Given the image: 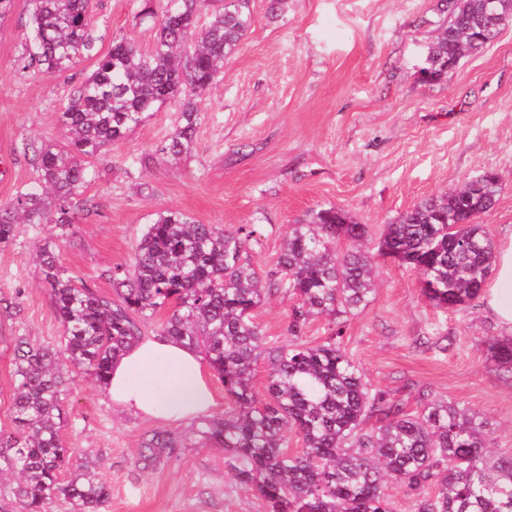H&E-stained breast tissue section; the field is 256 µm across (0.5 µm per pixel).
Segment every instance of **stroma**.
Here are the masks:
<instances>
[{"label": "stroma", "instance_id": "35a3bbf8", "mask_svg": "<svg viewBox=\"0 0 512 512\" xmlns=\"http://www.w3.org/2000/svg\"><path fill=\"white\" fill-rule=\"evenodd\" d=\"M137 0H96L100 52L113 37L141 46L155 32L136 25ZM30 0H14L0 21V206L35 185L37 171L20 146L61 141L59 115L72 81L95 69L80 59L61 73L16 69L31 31ZM439 0H287L271 17L252 0L251 24L205 94L202 120L187 154L162 155L180 104L167 100L95 162L79 204L94 212L58 241L59 265L99 293L108 274L131 266L145 224L161 210L190 212L227 230L250 225L248 256L269 270L287 225L335 207L371 227L365 247L378 270L372 301L344 320V345L365 381L388 391L408 414L422 394L467 405L486 420L493 446L512 455V372L488 350L507 332L482 299L448 309L423 293L419 270L378 256L386 224L417 202L484 172L499 174L494 207L479 217L486 235L512 234V24L441 79L421 76L427 45L447 20ZM155 154V164L133 167ZM44 224H21L0 247V430L13 428L12 357L18 338L57 347L65 334L35 254ZM291 296L275 294L258 310L269 343L288 341ZM61 437L89 449L112 485L101 512H268L263 496L239 485L223 449L195 440L196 421L166 423L114 407L104 386L68 368ZM158 431L187 440L173 457L148 459Z\"/></svg>", "mask_w": 512, "mask_h": 512}]
</instances>
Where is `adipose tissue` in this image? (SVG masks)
<instances>
[{
  "label": "adipose tissue",
  "instance_id": "adipose-tissue-1",
  "mask_svg": "<svg viewBox=\"0 0 512 512\" xmlns=\"http://www.w3.org/2000/svg\"><path fill=\"white\" fill-rule=\"evenodd\" d=\"M483 302L497 323L512 332V235L496 253ZM106 387L119 408L167 422L192 419L216 407L201 355L172 339L152 337L132 347L113 364Z\"/></svg>",
  "mask_w": 512,
  "mask_h": 512
}]
</instances>
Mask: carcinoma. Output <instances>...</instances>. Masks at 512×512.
I'll return each mask as SVG.
<instances>
[{"label": "carcinoma", "mask_w": 512, "mask_h": 512, "mask_svg": "<svg viewBox=\"0 0 512 512\" xmlns=\"http://www.w3.org/2000/svg\"><path fill=\"white\" fill-rule=\"evenodd\" d=\"M165 2L158 16L150 0H140L136 18L156 27L149 47L122 36L99 56L91 0H33V38L16 59L18 72L63 71L81 56L97 63L68 90L64 140L21 144L38 182L0 206L1 245L14 240L19 224L50 222L63 231L76 223V195L96 176L91 160L169 99L180 100V117L164 151L176 159L190 149L203 116L199 99L246 34L251 0H224L223 11L201 28L204 0ZM490 12L489 0H453L428 46L424 71L431 79L498 36L502 25ZM498 193V176L485 172L476 190L467 182L420 201L385 226L381 254L417 268L436 305L467 304L492 269L494 244L477 219ZM252 235L248 225L227 231L185 211H159L146 225L132 268L112 270L114 298L65 275L52 242L40 248L65 336L57 348L21 340L14 353V431H0V481L7 472L18 475L12 494L24 512H47L58 495L77 512H98L108 501L111 486L89 453L65 447L60 436L62 370L74 366L105 383L112 362L145 339L144 327L160 315L156 335L202 349L232 401L223 418L203 421L196 433L224 448L239 484L257 489L269 512H394L396 492L416 498L415 512H512V456L490 451L486 421L429 396L417 414L402 412L387 392L368 388L344 348L341 317L375 292L374 257L359 249L368 225L342 210L321 209L306 224L287 225L283 249L263 274L247 256ZM281 292L295 299L288 322L293 341L270 346L255 311ZM318 315L330 318L329 336L315 346L298 342ZM490 352L512 370L511 338L494 341ZM261 357L268 378L258 402L253 377ZM373 415L377 425L364 428ZM291 432L303 442L296 453L288 450ZM184 447L167 431L144 443L152 460ZM75 457L80 461L70 479L60 481Z\"/></svg>", "instance_id": "carcinoma-1"}]
</instances>
